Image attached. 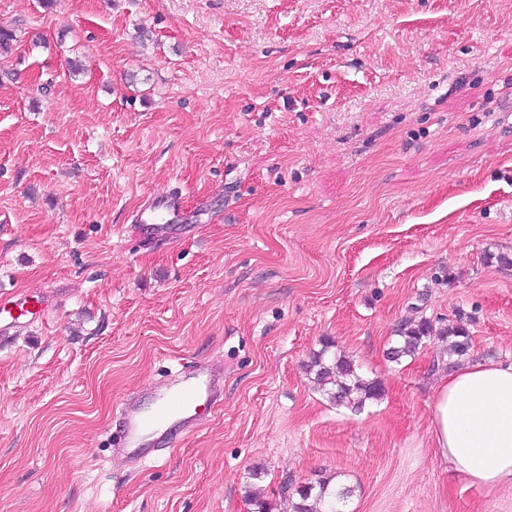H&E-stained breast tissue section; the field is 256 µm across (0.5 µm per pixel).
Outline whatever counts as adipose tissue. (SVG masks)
Returning <instances> with one entry per match:
<instances>
[{"instance_id":"adipose-tissue-1","label":"adipose tissue","mask_w":512,"mask_h":512,"mask_svg":"<svg viewBox=\"0 0 512 512\" xmlns=\"http://www.w3.org/2000/svg\"><path fill=\"white\" fill-rule=\"evenodd\" d=\"M431 440L444 467L470 485L512 484V365L477 362L443 375Z\"/></svg>"}]
</instances>
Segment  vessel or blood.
I'll use <instances>...</instances> for the list:
<instances>
[{
	"mask_svg": "<svg viewBox=\"0 0 512 512\" xmlns=\"http://www.w3.org/2000/svg\"><path fill=\"white\" fill-rule=\"evenodd\" d=\"M181 197L175 192L151 195L136 214V230L145 238L168 239L173 229L165 218L180 207ZM48 304L41 296L31 294L17 299L7 308L5 329L30 321L45 319ZM224 368L217 362L197 365L192 370L171 372L167 384L156 392L151 405L138 407L123 403L119 409L123 430L119 439L120 454L140 459L141 448L149 446L156 436L176 442L182 433L197 427L200 418L223 400Z\"/></svg>",
	"mask_w": 512,
	"mask_h": 512,
	"instance_id": "obj_1",
	"label": "vessel or blood"
}]
</instances>
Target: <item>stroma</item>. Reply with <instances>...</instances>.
<instances>
[{
  "instance_id": "1",
  "label": "stroma",
  "mask_w": 512,
  "mask_h": 512,
  "mask_svg": "<svg viewBox=\"0 0 512 512\" xmlns=\"http://www.w3.org/2000/svg\"><path fill=\"white\" fill-rule=\"evenodd\" d=\"M0 27V298L51 303L0 338V512H282L285 478L512 512L430 435L447 364H512V0H0ZM172 189L187 232L143 240ZM327 343L379 399L330 403ZM199 361L222 404L113 452L120 405ZM180 201L176 192L152 194L136 214L137 233L145 238L170 239L173 229L165 218L179 209ZM399 332L396 345L391 347L388 352L389 359L396 363L404 357L414 356L423 346L424 340L433 333V327L429 321L421 320ZM460 321V320H459ZM443 335L452 337V351L457 356H463L468 352L470 347V335L461 321L452 324H448V327L442 332Z\"/></svg>"
}]
</instances>
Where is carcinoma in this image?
<instances>
[{
    "mask_svg": "<svg viewBox=\"0 0 512 512\" xmlns=\"http://www.w3.org/2000/svg\"><path fill=\"white\" fill-rule=\"evenodd\" d=\"M433 333L432 324L421 320L417 324L404 328L398 334V341L391 347L388 357L393 362L412 356L423 346L424 340ZM443 335L453 338L452 351L463 356L470 347V335L459 322L448 325ZM306 370L322 386H331L328 390L330 399L353 411L361 410L366 401L376 400L382 393L381 385L374 379H367L357 372L354 362L346 355L328 354V349L313 354ZM351 490L330 489L329 480H320L314 484L298 487L282 486L280 498L291 508V512H346V499Z\"/></svg>",
    "mask_w": 512,
    "mask_h": 512,
    "instance_id": "obj_1",
    "label": "carcinoma"
}]
</instances>
